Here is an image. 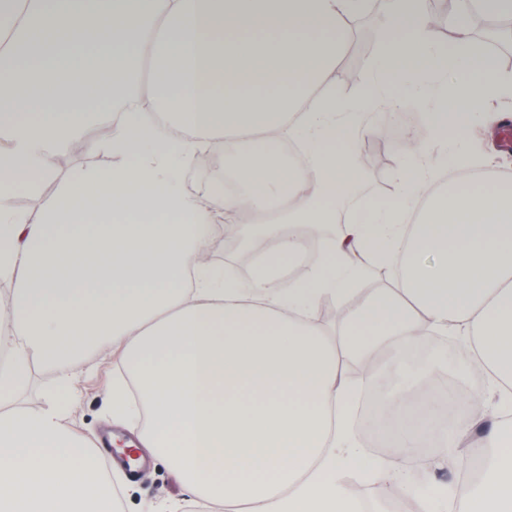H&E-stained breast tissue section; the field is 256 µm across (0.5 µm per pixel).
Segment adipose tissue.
Wrapping results in <instances>:
<instances>
[{
    "label": "adipose tissue",
    "instance_id": "ef3b65f1",
    "mask_svg": "<svg viewBox=\"0 0 512 512\" xmlns=\"http://www.w3.org/2000/svg\"><path fill=\"white\" fill-rule=\"evenodd\" d=\"M367 0H0V512H118L94 441L65 416L70 365L86 346L122 351L128 381L112 419L145 410L141 448L166 461L197 500L245 512H358L345 471L375 482L420 435L447 463L463 443L491 457L478 479L441 495L445 512H512V408L486 431L467 383L483 374L512 404V176L470 177L462 152L476 114L512 81L450 17L434 41L421 0L393 16L373 80L353 100L333 76ZM156 78L139 89L145 69ZM426 106L417 152L389 198L349 207L354 154L368 116L393 93ZM109 139L88 138L94 125ZM117 157L108 169L62 173L71 141ZM302 161H285L284 143ZM223 149L241 192H190L181 169ZM24 190L37 211L18 210ZM277 214L258 236V276L207 267L218 217ZM319 228L313 260L307 230ZM395 285L367 294L335 342L316 319L345 299L364 263ZM305 265L307 276L290 272ZM288 284H281L282 275ZM454 336L458 415L434 431L447 392L443 360L407 362L414 343ZM388 364L401 382L380 402L396 414L384 456L362 466L342 357ZM57 375L49 407L16 405L33 365Z\"/></svg>",
    "mask_w": 512,
    "mask_h": 512
}]
</instances>
